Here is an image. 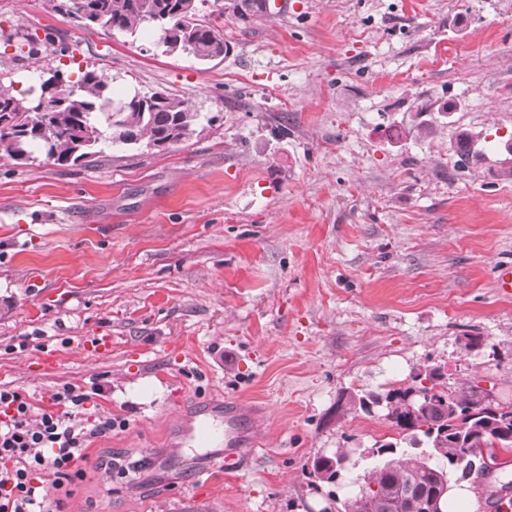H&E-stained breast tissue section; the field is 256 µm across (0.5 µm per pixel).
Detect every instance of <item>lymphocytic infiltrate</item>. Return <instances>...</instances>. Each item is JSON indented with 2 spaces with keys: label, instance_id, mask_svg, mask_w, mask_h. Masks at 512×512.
<instances>
[{
  "label": "lymphocytic infiltrate",
  "instance_id": "f902f5d3",
  "mask_svg": "<svg viewBox=\"0 0 512 512\" xmlns=\"http://www.w3.org/2000/svg\"><path fill=\"white\" fill-rule=\"evenodd\" d=\"M102 392L98 383L87 393L64 386L52 407L36 417L26 397L0 389V512H64L68 486L79 475L75 465L85 460L88 442L117 426L108 416L88 425L77 420L88 394ZM44 474L51 484L41 483Z\"/></svg>",
  "mask_w": 512,
  "mask_h": 512
}]
</instances>
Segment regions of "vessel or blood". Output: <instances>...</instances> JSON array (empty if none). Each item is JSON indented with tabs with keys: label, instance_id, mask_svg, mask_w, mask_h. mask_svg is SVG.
<instances>
[{
	"label": "vessel or blood",
	"instance_id": "b4317fda",
	"mask_svg": "<svg viewBox=\"0 0 512 512\" xmlns=\"http://www.w3.org/2000/svg\"><path fill=\"white\" fill-rule=\"evenodd\" d=\"M241 415L233 407L208 406L186 415L175 441L179 448L213 449L238 438Z\"/></svg>",
	"mask_w": 512,
	"mask_h": 512
}]
</instances>
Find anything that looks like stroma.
<instances>
[{"instance_id": "obj_1", "label": "stroma", "mask_w": 512, "mask_h": 512, "mask_svg": "<svg viewBox=\"0 0 512 512\" xmlns=\"http://www.w3.org/2000/svg\"><path fill=\"white\" fill-rule=\"evenodd\" d=\"M283 2L220 19L230 50L203 64L150 24L0 0L17 93L95 70L115 98L165 91L213 117L93 167L0 162V387L46 408L72 384L85 422L125 423L90 444L66 512H338L362 450L398 436L353 397L437 365L512 403V0ZM226 402L257 454L229 471L173 448L181 415ZM339 448L332 497L310 472ZM113 456L154 469L111 475Z\"/></svg>"}]
</instances>
